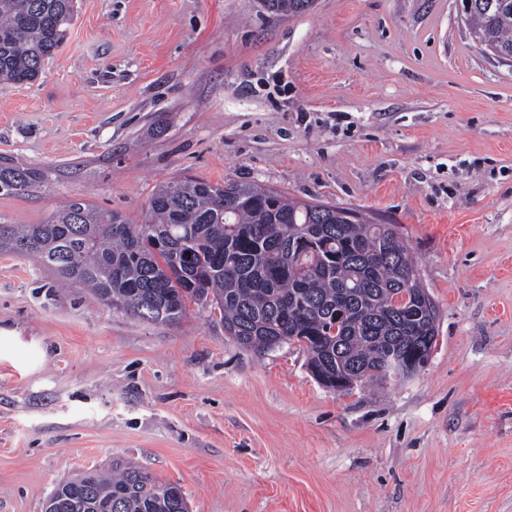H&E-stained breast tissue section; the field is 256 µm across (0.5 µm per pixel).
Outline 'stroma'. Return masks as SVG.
Listing matches in <instances>:
<instances>
[{"label":"stroma","mask_w":512,"mask_h":512,"mask_svg":"<svg viewBox=\"0 0 512 512\" xmlns=\"http://www.w3.org/2000/svg\"><path fill=\"white\" fill-rule=\"evenodd\" d=\"M0 156L49 176L4 224L137 222L184 177L362 212L438 309L413 378L338 393L300 343L146 322L0 251V512L116 460L189 512H512V58L463 0H75L37 80L0 82Z\"/></svg>","instance_id":"obj_1"}]
</instances>
